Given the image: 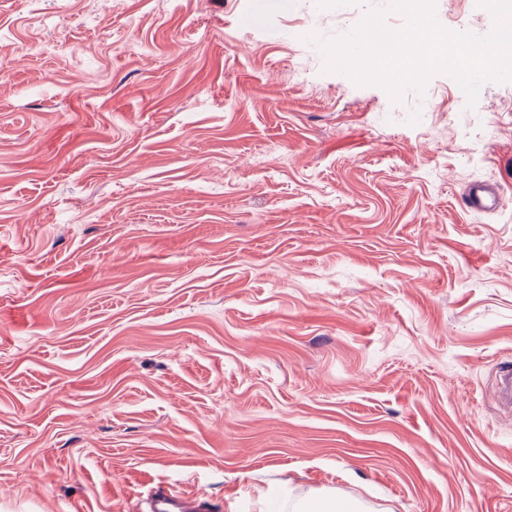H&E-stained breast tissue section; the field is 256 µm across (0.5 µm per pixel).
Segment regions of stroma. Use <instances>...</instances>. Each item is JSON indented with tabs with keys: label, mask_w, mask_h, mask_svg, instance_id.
<instances>
[{
	"label": "stroma",
	"mask_w": 512,
	"mask_h": 512,
	"mask_svg": "<svg viewBox=\"0 0 512 512\" xmlns=\"http://www.w3.org/2000/svg\"><path fill=\"white\" fill-rule=\"evenodd\" d=\"M376 7L0 0V512H512V82L325 71ZM503 202L499 188L492 184H471L461 197L464 210L474 213H488L497 210ZM148 512H211V503L201 496H185L174 491H153L146 499ZM343 510H338L339 506L336 505V498L316 497L304 500L298 503L295 512H358L356 507L345 504L342 506Z\"/></svg>",
	"instance_id": "35a3bbf8"
}]
</instances>
